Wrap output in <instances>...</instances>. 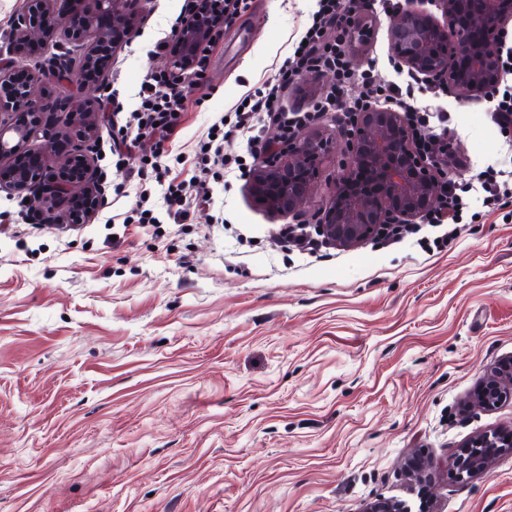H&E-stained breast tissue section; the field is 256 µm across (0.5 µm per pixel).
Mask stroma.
Listing matches in <instances>:
<instances>
[{"label":"stroma","mask_w":512,"mask_h":512,"mask_svg":"<svg viewBox=\"0 0 512 512\" xmlns=\"http://www.w3.org/2000/svg\"><path fill=\"white\" fill-rule=\"evenodd\" d=\"M190 0H151L112 58L115 101L138 104L165 70ZM315 0H252L225 21L202 78L184 84L174 153L192 174L208 127L272 79ZM355 70L406 83L390 59L393 17L374 5ZM442 116L457 156L448 170L472 204L452 246L437 229L320 256L276 237L246 178L209 180L214 206L186 224L124 225L126 172L98 162L105 192L81 231L30 195L29 220L0 235V512H367L381 499L417 512H512V450L479 477L452 476L470 438L512 425V403L462 412L483 372L512 356V199L486 209L473 175L512 167V136L492 102L415 88ZM327 141L304 208H325L350 127L320 114L298 135ZM226 219L215 224L216 216ZM434 464L426 486L402 469Z\"/></svg>","instance_id":"stroma-1"}]
</instances>
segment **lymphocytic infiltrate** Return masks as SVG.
I'll list each match as a JSON object with an SVG mask.
<instances>
[{
    "instance_id": "lymphocytic-infiltrate-1",
    "label": "lymphocytic infiltrate",
    "mask_w": 512,
    "mask_h": 512,
    "mask_svg": "<svg viewBox=\"0 0 512 512\" xmlns=\"http://www.w3.org/2000/svg\"><path fill=\"white\" fill-rule=\"evenodd\" d=\"M317 2L318 9L303 35V45L297 46L292 56L285 59L273 83L264 91L246 95L243 110L236 114L233 124H225L220 119L210 126L199 146L197 164L200 176L224 168L223 146L227 135L245 133L247 148L252 151L260 143L266 126H277L286 133L312 121L318 111L353 114V107L347 106L335 90L319 101L311 112H286L275 106L279 89L312 68L334 69L341 83L353 76L342 49L341 35L348 21V0ZM138 98V107L113 134L111 150L116 154L123 151L138 154L139 158L147 160L152 172L157 173L162 168L165 144L179 123L178 115L186 109V99L177 90L174 76L164 72L146 77L140 85ZM139 198L142 209L138 221L142 224H156L163 218L172 224H183L191 213L206 209L211 204L208 193L199 191L192 179L168 182L160 198H152L145 192L140 193Z\"/></svg>"
}]
</instances>
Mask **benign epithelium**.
<instances>
[{
    "label": "benign epithelium",
    "mask_w": 512,
    "mask_h": 512,
    "mask_svg": "<svg viewBox=\"0 0 512 512\" xmlns=\"http://www.w3.org/2000/svg\"><path fill=\"white\" fill-rule=\"evenodd\" d=\"M148 0H71L59 25L50 0H27L14 17L7 58H0V192L20 195L39 190L49 210L82 203L71 215L80 224L98 207L104 192L94 152L103 87L112 54L140 27ZM223 0H191L173 38L166 64L193 76L198 49L224 23ZM440 12L435 15L429 9ZM112 25H107V20ZM512 35V0H402L387 30L396 68L422 82L467 100L493 97L503 78L502 55ZM61 39L84 48L80 66L60 55L51 64L60 83L75 84L84 102L53 121L35 99L45 84V41ZM424 151L411 114L379 104L355 114L347 156L333 193L312 228L326 243L363 244L391 224H413L437 204L448 181L456 147L443 136ZM326 145L318 135L290 137L267 151L253 169L248 191L269 213L297 217L322 172ZM512 401V357L486 370L465 405L492 410ZM488 448H512V426L467 442L458 454L453 477L463 481L487 469Z\"/></svg>",
    "instance_id": "1"
}]
</instances>
